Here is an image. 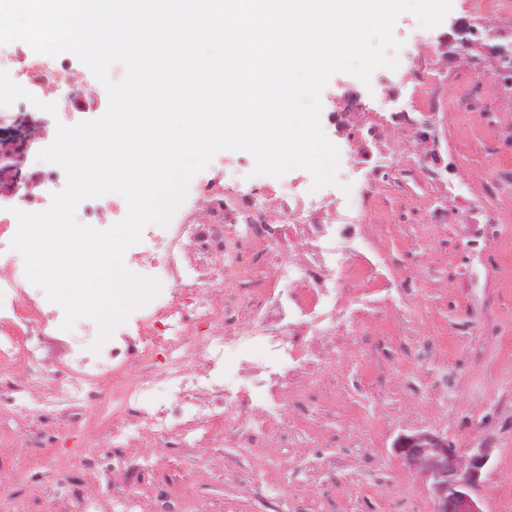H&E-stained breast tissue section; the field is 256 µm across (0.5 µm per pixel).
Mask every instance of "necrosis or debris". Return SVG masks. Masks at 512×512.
Instances as JSON below:
<instances>
[{"mask_svg": "<svg viewBox=\"0 0 512 512\" xmlns=\"http://www.w3.org/2000/svg\"><path fill=\"white\" fill-rule=\"evenodd\" d=\"M27 71L40 89L95 100L68 61ZM299 198L239 195L220 208L189 209L178 224L148 225L155 248L146 263L171 281L170 292L139 307L124 347L75 345L59 359L45 346L51 315L25 320L18 312L39 307V296L0 240V425L28 416L42 422L25 435L0 432V447L18 455L17 488L38 484L45 471L65 473L67 455L55 447L61 436L91 473L106 465L104 443L162 448L168 462L194 450L204 475L216 467L205 453L212 443L285 441L283 416L303 398L289 377L335 368L336 340L359 320L345 284L353 271H374L356 244L363 224H322V201L283 235L273 217L291 213ZM161 389L168 401H154ZM121 505L199 512L194 495L162 486L147 501L126 488Z\"/></svg>", "mask_w": 512, "mask_h": 512, "instance_id": "necrosis-or-debris-1", "label": "necrosis or debris"}]
</instances>
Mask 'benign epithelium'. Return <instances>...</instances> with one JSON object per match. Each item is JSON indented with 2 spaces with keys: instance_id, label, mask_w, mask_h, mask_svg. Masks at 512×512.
I'll return each mask as SVG.
<instances>
[{
  "instance_id": "7a95c632",
  "label": "benign epithelium",
  "mask_w": 512,
  "mask_h": 512,
  "mask_svg": "<svg viewBox=\"0 0 512 512\" xmlns=\"http://www.w3.org/2000/svg\"><path fill=\"white\" fill-rule=\"evenodd\" d=\"M488 57L499 69L503 87H512V54L499 46H486ZM38 122L31 116L0 128V192L13 193L24 182L22 163L34 139ZM393 451L406 468L428 487L434 512H483L475 489L489 465L491 449L482 446L463 453L448 437L430 431L399 435Z\"/></svg>"
}]
</instances>
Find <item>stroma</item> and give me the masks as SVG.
<instances>
[{
    "label": "stroma",
    "instance_id": "1",
    "mask_svg": "<svg viewBox=\"0 0 512 512\" xmlns=\"http://www.w3.org/2000/svg\"><path fill=\"white\" fill-rule=\"evenodd\" d=\"M465 2L452 0L433 29L402 14L394 27L403 43L396 69H377L367 84L337 73L321 93L320 123L339 151V183L354 194L376 163L388 174L366 207L369 254L408 279L401 314L380 317L384 293L364 292L360 322L337 341L340 364L316 386L313 417L289 413L286 445L212 449L223 466L202 479L191 457L142 467L136 481L143 494L162 478L173 486L194 482L204 512H257L259 486L237 474L264 470L271 486L288 473L286 512H433L426 485L393 452L400 434L430 431L462 450L488 445L492 465L475 494L484 512H512V357L499 346L512 336V272L503 269L512 256V178L489 193L480 188L503 156L512 157V125L448 107L469 91L493 95L496 111L512 116V91H498L488 56L462 47L453 32L454 21L465 18L492 32L494 43L511 42L512 9L471 18ZM415 71L434 74L435 96L410 82ZM411 118L431 127L422 152H389L352 169L350 145L368 127L392 130ZM253 168L250 153L223 151L187 192L216 181L228 198L261 194L300 175L256 176ZM63 477L77 486L91 479L76 458L64 476L45 473L0 507L41 512Z\"/></svg>",
    "mask_w": 512,
    "mask_h": 512
}]
</instances>
